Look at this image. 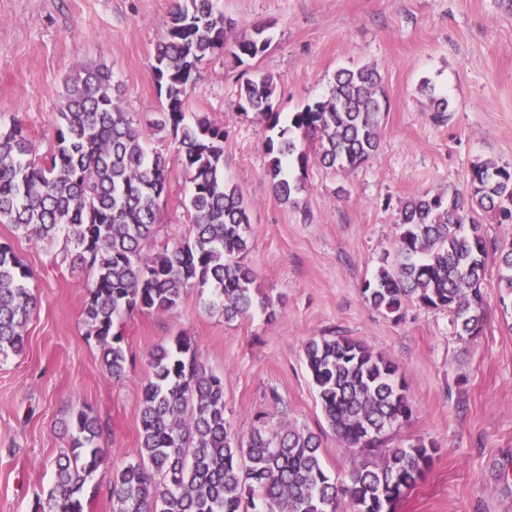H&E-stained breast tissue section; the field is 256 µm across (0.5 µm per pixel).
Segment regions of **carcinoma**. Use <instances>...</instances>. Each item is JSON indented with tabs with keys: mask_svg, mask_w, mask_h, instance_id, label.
Listing matches in <instances>:
<instances>
[{
	"mask_svg": "<svg viewBox=\"0 0 512 512\" xmlns=\"http://www.w3.org/2000/svg\"><path fill=\"white\" fill-rule=\"evenodd\" d=\"M230 23L215 0H173L168 27L155 47L153 75L164 96L146 124L120 106V85L104 66L81 67L65 80L57 145L32 156L23 127H0V223L32 242L64 235L70 266L92 274L84 323L103 352L106 372L121 380L127 355L116 324L133 313L167 311L191 289L209 290L208 309L231 322L268 298L244 262L248 208L224 181V129L186 111L198 66L226 45ZM233 44L237 62L264 53L268 40ZM376 67L341 69L321 99L288 115L278 139L265 143L266 175L288 201L305 188L283 160L307 169L359 168L379 145L388 101ZM274 78L263 74L239 88L246 106L271 130ZM177 143L190 184L189 236L148 250L170 188L166 157L149 146L153 131ZM512 223V165L472 164L466 193H426L406 201L393 261L363 293L398 320L405 305L448 309L457 334L475 337L487 314L489 257H495L501 300L512 299V245L490 244L478 220ZM31 272L0 243V357L25 349V327L36 306ZM304 360L329 428L359 460L338 482L324 469L312 432L269 428L241 435L224 415V380L197 362L188 338L158 346L142 385L139 443L133 461L112 470V512H397L423 481L436 448L423 438L406 448L383 447L385 432L411 415L398 366L360 340L320 336ZM70 448L54 461L55 480L38 512H85L84 488L102 462L99 419L81 409L71 420Z\"/></svg>",
	"mask_w": 512,
	"mask_h": 512,
	"instance_id": "obj_1",
	"label": "carcinoma"
}]
</instances>
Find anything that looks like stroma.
I'll return each instance as SVG.
<instances>
[{
    "label": "stroma",
    "instance_id": "1",
    "mask_svg": "<svg viewBox=\"0 0 512 512\" xmlns=\"http://www.w3.org/2000/svg\"><path fill=\"white\" fill-rule=\"evenodd\" d=\"M171 0H0V127L20 123L36 154L51 149L64 80L106 65L141 121L161 109L152 65ZM233 21L228 40L263 27L262 56L239 64L230 50L199 67L188 109L224 130V179L249 207L245 261L273 307L225 322L190 290L177 307L137 313L121 324L125 379L106 373L82 309L91 278L71 270L64 238L32 243L0 223L33 272L36 308L23 354L0 360V512H35L70 444L66 423L92 410L103 461L85 490L86 512H112L109 478L138 447L142 385L151 351L190 338L197 360L224 379L225 415L254 426L315 432L328 473L345 479L355 455L328 428L304 363L307 340L366 342L403 376L410 417L388 432L407 447L434 442L424 481L397 512H512V308L503 309L497 268L486 282L479 336H458L443 309L408 304L396 321L362 289L384 266L401 229L402 204L437 191H464L478 160L512 164V0H218ZM371 64L389 103L380 146L364 165L332 173L310 164L306 188L281 201L265 176L270 131L239 108L238 87L272 74L281 114L321 98L337 70ZM447 97L437 119L422 82ZM151 146L169 162L157 242L190 229L189 184L166 132Z\"/></svg>",
    "mask_w": 512,
    "mask_h": 512
}]
</instances>
